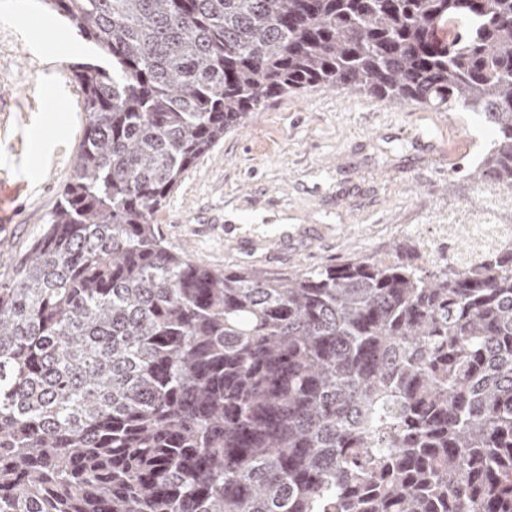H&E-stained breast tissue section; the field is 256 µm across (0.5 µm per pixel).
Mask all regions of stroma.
Here are the masks:
<instances>
[{
	"instance_id": "obj_1",
	"label": "stroma",
	"mask_w": 512,
	"mask_h": 512,
	"mask_svg": "<svg viewBox=\"0 0 512 512\" xmlns=\"http://www.w3.org/2000/svg\"><path fill=\"white\" fill-rule=\"evenodd\" d=\"M40 37H33V29ZM91 50L39 0H0V274L39 235L83 129L70 66ZM491 127L472 113L321 86L270 100L182 177L156 216L215 269L292 274L386 258L447 218Z\"/></svg>"
}]
</instances>
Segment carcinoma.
Listing matches in <instances>:
<instances>
[{"label": "carcinoma", "instance_id": "carcinoma-1", "mask_svg": "<svg viewBox=\"0 0 512 512\" xmlns=\"http://www.w3.org/2000/svg\"><path fill=\"white\" fill-rule=\"evenodd\" d=\"M83 138L0 279V512H512V249L271 276L156 214L224 133L323 85L475 112L512 191V0H41Z\"/></svg>", "mask_w": 512, "mask_h": 512}]
</instances>
